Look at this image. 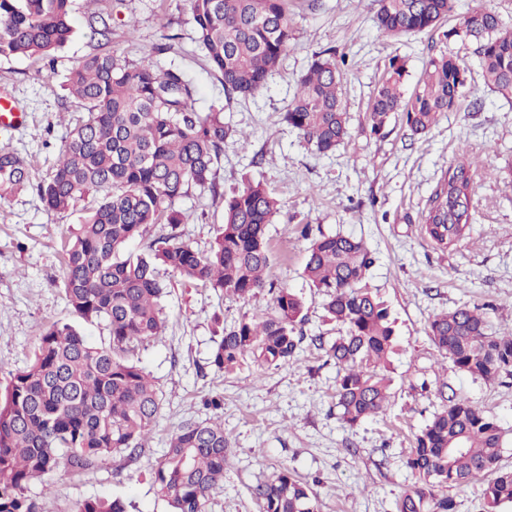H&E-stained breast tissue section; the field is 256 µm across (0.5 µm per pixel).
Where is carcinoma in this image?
Instances as JSON below:
<instances>
[{"label":"carcinoma","mask_w":512,"mask_h":512,"mask_svg":"<svg viewBox=\"0 0 512 512\" xmlns=\"http://www.w3.org/2000/svg\"><path fill=\"white\" fill-rule=\"evenodd\" d=\"M73 0H0V58L47 59L74 34ZM383 33L415 34L436 27L453 0H373ZM197 40L227 94L253 96L278 71L293 38L291 0H188ZM110 15L96 13L88 25L111 40ZM499 16L476 8L445 38L476 43L485 84L512 98V29ZM467 66L441 52L430 58L417 88L403 92L405 64L394 58L367 113L378 135L395 114L417 135L455 110ZM342 69L336 54L314 56L298 82L283 121L318 155L344 142L347 113ZM65 87L85 112L68 133L51 172L31 181L29 163L0 149V200L36 190L47 213H61L90 193L98 195L78 231L63 247L64 293L72 319L47 325L29 364L0 393V512H38L29 489L60 466L80 476L119 456L137 463L162 409L154 380L132 359L145 342L164 335L161 305L164 267L184 284L246 299L266 290L271 311L222 327L211 365L233 373L250 361L278 368L294 360L304 336V302L288 288L266 280L268 224L281 204L262 182L224 195L215 165L231 129L224 108L199 112L196 88L185 71L155 66L149 56L128 63L110 53L81 60ZM470 163L461 159L444 171L424 219V231L439 249L457 245L471 229ZM209 189L224 208V224L207 254L180 240L184 215L176 200ZM163 233L145 240L150 228ZM303 275L324 298L337 335L311 337L336 366V407L354 427L387 413L391 406L386 368L397 351L395 320L386 302L366 288L374 258L353 236H311ZM138 252L128 250L136 240ZM102 325L106 344L91 343L80 325ZM427 335L440 355L473 379L512 377V331L498 334L478 306L460 305L436 314ZM444 404L415 435L405 466L415 482L397 512H454L446 490L490 473L482 491L486 512L512 503V468L500 465L505 431L500 421L467 397L442 396ZM230 442L221 417L187 419L171 435L165 453L148 474L168 512H207L224 488ZM262 512H318L316 493L286 466L257 485ZM73 512H128L120 498L94 497Z\"/></svg>","instance_id":"obj_1"}]
</instances>
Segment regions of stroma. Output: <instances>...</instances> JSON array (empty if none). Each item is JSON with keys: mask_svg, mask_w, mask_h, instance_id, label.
<instances>
[{"mask_svg": "<svg viewBox=\"0 0 512 512\" xmlns=\"http://www.w3.org/2000/svg\"><path fill=\"white\" fill-rule=\"evenodd\" d=\"M291 10L288 53L268 88L248 98L225 97L196 41L186 0H75V33L53 60L0 59V94L14 99L24 114L19 125L0 128V147L24 156L36 181L50 172L67 132L83 117L64 80L97 51L87 15L111 14L109 50L119 58L136 63L148 54L159 66H181L195 84L197 109L223 104L224 121L234 129L217 165L221 189L229 194L260 181L279 199L281 212L268 227L269 277L301 296L306 314L295 364L261 369L248 363L224 375L210 364L218 325L269 311L270 294L239 300L160 270L168 290L166 330L134 353L163 401L145 453L137 465L113 459L81 477L54 471L46 485L30 490L39 512H71L77 501L91 497L123 498L129 512H166L149 468L183 420L216 413L232 454L224 488L208 512H261L253 489L281 465L313 483L321 512H397L413 483L405 459L439 408L444 387L512 428V380L487 383L462 375L426 334L435 314L463 304L486 306L494 328L512 329V99L485 86L470 43L446 39L439 29L383 34L371 0H320L316 9L310 0H293ZM166 34L174 36V50L155 53ZM327 48L345 60L348 135L335 154L319 156L282 114L314 53ZM442 50L464 57L469 67L456 109L419 135L399 118L372 134L366 116L390 59L404 61V88L410 91L430 56ZM461 156L473 170L474 223L465 239L443 251L423 232L424 215L443 171ZM95 202L90 194L51 216L31 189L0 200L1 388L29 363L42 328L69 318L62 244ZM176 206L187 216L183 240L208 250L224 222L222 207L212 204L209 192L197 190ZM304 224L317 234L340 232L364 241L374 257L366 285L387 302L396 321L398 351L389 372L394 404L352 429L338 418L337 370L310 342L318 334L335 335L337 326L326 317L322 295L302 275ZM215 396L224 399L218 412L209 404Z\"/></svg>", "mask_w": 512, "mask_h": 512, "instance_id": "1", "label": "stroma"}]
</instances>
